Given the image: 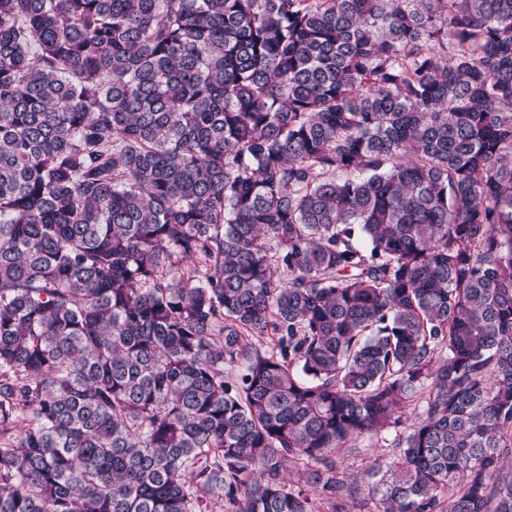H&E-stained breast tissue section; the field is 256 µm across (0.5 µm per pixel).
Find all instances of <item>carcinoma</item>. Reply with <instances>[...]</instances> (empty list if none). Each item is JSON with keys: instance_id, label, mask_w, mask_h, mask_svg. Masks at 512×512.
<instances>
[{"instance_id": "obj_1", "label": "carcinoma", "mask_w": 512, "mask_h": 512, "mask_svg": "<svg viewBox=\"0 0 512 512\" xmlns=\"http://www.w3.org/2000/svg\"><path fill=\"white\" fill-rule=\"evenodd\" d=\"M509 455L512 0H0V512H512ZM387 451L388 448H380L368 438H359L352 441L350 447L343 448L338 453V458L343 467L357 472L360 481L363 482V478H366L363 469L369 465L370 461Z\"/></svg>"}]
</instances>
